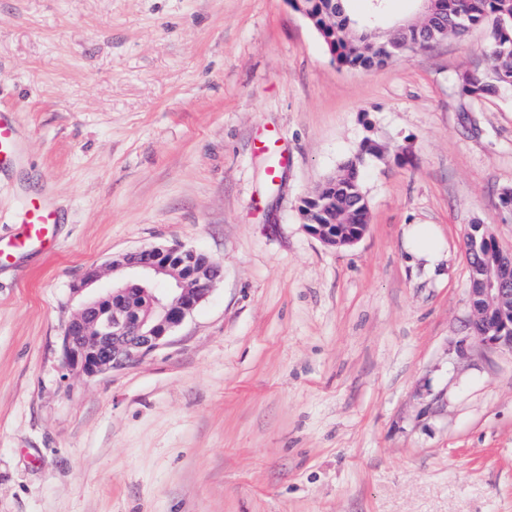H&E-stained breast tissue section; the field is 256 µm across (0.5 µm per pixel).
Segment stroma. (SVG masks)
Here are the masks:
<instances>
[{
    "instance_id": "35a3bbf8",
    "label": "stroma",
    "mask_w": 512,
    "mask_h": 512,
    "mask_svg": "<svg viewBox=\"0 0 512 512\" xmlns=\"http://www.w3.org/2000/svg\"><path fill=\"white\" fill-rule=\"evenodd\" d=\"M485 44L347 70L289 0H0V245L29 198L61 216L0 263V512H512V352L471 329L464 248L484 224L512 251V92L455 81ZM367 137L416 164L368 161V229L326 246L301 200ZM408 224L441 231L436 271ZM175 244L221 263L207 300L67 373L72 284ZM18 151V131L13 122L0 113V167L12 162ZM408 254L431 271L445 259L444 243L432 224H408L404 229Z\"/></svg>"
}]
</instances>
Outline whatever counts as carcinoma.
I'll use <instances>...</instances> for the list:
<instances>
[{
	"instance_id": "carcinoma-1",
	"label": "carcinoma",
	"mask_w": 512,
	"mask_h": 512,
	"mask_svg": "<svg viewBox=\"0 0 512 512\" xmlns=\"http://www.w3.org/2000/svg\"><path fill=\"white\" fill-rule=\"evenodd\" d=\"M303 7L333 60L347 69L379 67L398 48H425L445 35L463 36L484 26L488 31L487 66L459 74L461 91L469 98L512 91V0H436L433 14L420 25L395 28L387 37L379 32L376 16L354 15L350 0H306ZM382 154L363 140L355 156L328 178L336 182V198L314 211L311 220L318 224L361 223L368 200L360 181V165L366 158Z\"/></svg>"
}]
</instances>
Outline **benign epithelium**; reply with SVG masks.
I'll use <instances>...</instances> for the list:
<instances>
[{"label": "benign epithelium", "instance_id": "1", "mask_svg": "<svg viewBox=\"0 0 512 512\" xmlns=\"http://www.w3.org/2000/svg\"><path fill=\"white\" fill-rule=\"evenodd\" d=\"M333 185L303 199L300 214L308 231L325 245L354 244L366 224H310L305 208L330 196ZM112 287L96 288L101 278L89 270L72 285L81 306L62 325L63 365L93 377L157 350L208 297L222 266L181 245L140 248L112 258ZM477 287L469 289L473 330L486 345L512 352V329L498 327L496 313H512V253L495 250L493 263L477 265Z\"/></svg>", "mask_w": 512, "mask_h": 512}]
</instances>
